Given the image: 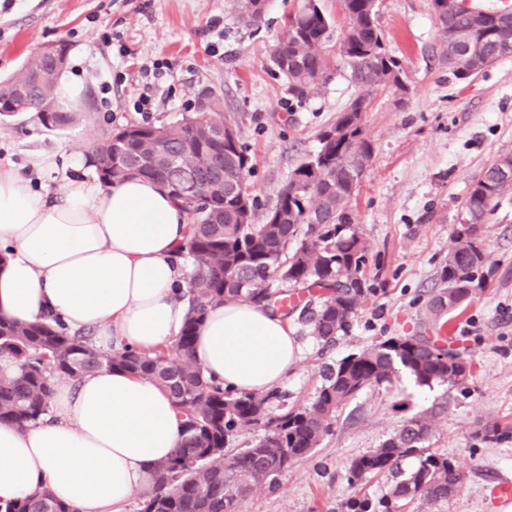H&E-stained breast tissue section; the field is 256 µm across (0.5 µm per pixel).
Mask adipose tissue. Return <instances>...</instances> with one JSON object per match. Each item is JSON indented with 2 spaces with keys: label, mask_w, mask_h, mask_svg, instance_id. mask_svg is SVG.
I'll list each match as a JSON object with an SVG mask.
<instances>
[{
  "label": "adipose tissue",
  "mask_w": 512,
  "mask_h": 512,
  "mask_svg": "<svg viewBox=\"0 0 512 512\" xmlns=\"http://www.w3.org/2000/svg\"><path fill=\"white\" fill-rule=\"evenodd\" d=\"M86 162L33 156L39 175L58 176L53 187L0 167V316L54 315L104 351L166 345L185 320L191 270L176 253L188 216L158 181L107 187ZM193 357L227 388L266 392L287 379L298 347L280 313L229 297L208 309ZM179 433L172 398L152 381L103 369L58 384L43 420L0 424V501L45 490L79 512H128Z\"/></svg>",
  "instance_id": "1"
}]
</instances>
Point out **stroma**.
I'll return each mask as SVG.
<instances>
[{"label": "stroma", "instance_id": "obj_1", "mask_svg": "<svg viewBox=\"0 0 512 512\" xmlns=\"http://www.w3.org/2000/svg\"><path fill=\"white\" fill-rule=\"evenodd\" d=\"M236 0H0V81L19 73L42 46L64 43L66 73L83 84L82 120L49 130L22 112L0 120V167L27 172L34 154L84 151L109 127L161 125L192 115L198 96L219 99L225 121L238 124L252 160L247 185L264 223L300 161L317 152L321 132L358 95L343 65L303 97L270 55L297 0H266L260 25L239 22ZM386 47L403 64L408 89L373 93L363 116L371 158L350 208L368 245L362 277L367 298L335 346L323 347L296 317L288 322L300 353L280 385L273 413L309 401L326 367L394 336L432 334L428 303L441 288L452 235L473 183L498 154L512 151V58L468 80L442 55L428 0H382ZM151 83L149 112L133 108L136 84ZM490 255L483 290L450 314V347L467 379L416 385L406 373L363 391L342 406L320 446L297 462L274 490L250 497L246 512H338L353 493L378 498L392 478L348 484L352 461L397 433L412 417L429 421L427 446L464 471L463 488L406 512H512L495 494L512 481V441L484 443L487 423L512 425V194L479 228Z\"/></svg>", "mask_w": 512, "mask_h": 512}]
</instances>
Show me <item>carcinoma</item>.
Instances as JSON below:
<instances>
[{"mask_svg": "<svg viewBox=\"0 0 512 512\" xmlns=\"http://www.w3.org/2000/svg\"><path fill=\"white\" fill-rule=\"evenodd\" d=\"M258 2L237 0L239 19L248 26L262 21ZM342 2L347 29L339 55L362 93L320 134L319 150L292 171L272 206L281 214L279 223L268 218L262 224L253 222L255 204L245 182L250 158L240 139L224 138L226 123L214 100L207 111L177 123L128 124L95 143L96 170L104 185L132 176L151 177L188 215V236L179 255L195 273L182 295L187 306L184 327L172 343L151 353L101 352L90 335L72 332L56 318L22 325L0 316V357L17 367L12 374H0V423L38 422L48 414L57 384L103 367L154 380L170 392L183 420L181 441L171 457L154 465L155 488L141 498L138 512H243L253 492L279 486L282 475L320 445L340 406L368 388L391 382L397 368L420 385L466 379L460 353L435 337L397 336L337 361L304 406L272 415L269 407L280 399L277 391H231L193 359L197 327L208 308L226 297L273 307L285 299L273 288L276 282L318 288L320 301L303 306L298 321L327 346L347 334L366 298L362 272L367 245L349 213L371 156L362 113L374 91L406 76V71L386 49L378 24L380 0ZM434 20L448 68L459 79L512 57L511 5L488 10L476 0H444ZM331 35V18L321 0H299L286 17L271 61L296 96L329 77L325 46ZM59 74L35 53L18 75L0 82V99L21 92L36 104L45 128L67 127L80 113L55 103ZM44 106L50 111H41ZM337 129L341 135L330 137ZM511 190L512 152H504L485 167L469 193L464 222L453 233L441 272L444 288L429 302L434 321L468 304L482 290L486 252L477 228ZM252 428L263 431L258 441L245 449L231 447L240 431ZM430 431L425 419L413 417L398 433L356 458L349 469L350 485L386 471L393 483L378 501L357 493L339 512H399L402 502L436 503L454 496L465 475L448 456L425 447ZM474 437L506 441L512 439V426L486 424ZM411 458L414 466L403 468ZM0 512L77 510L42 491L0 504Z\"/></svg>", "mask_w": 512, "mask_h": 512, "instance_id": "carcinoma-1", "label": "carcinoma"}]
</instances>
